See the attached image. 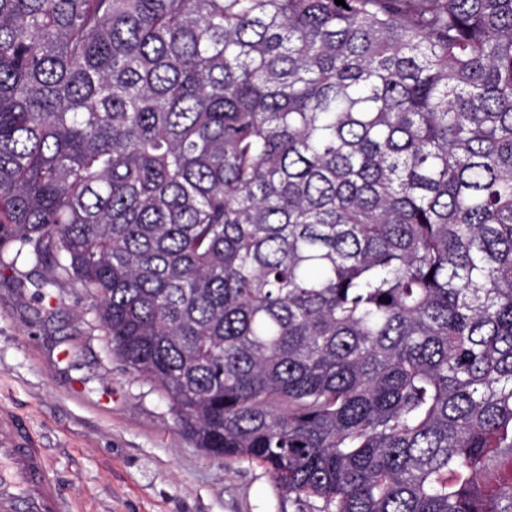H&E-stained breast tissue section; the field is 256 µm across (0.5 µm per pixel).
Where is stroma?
Masks as SVG:
<instances>
[{
    "label": "stroma",
    "instance_id": "35a3bbf8",
    "mask_svg": "<svg viewBox=\"0 0 512 512\" xmlns=\"http://www.w3.org/2000/svg\"><path fill=\"white\" fill-rule=\"evenodd\" d=\"M0 271V406L28 418L79 512H300L266 468L209 455L112 352L90 300Z\"/></svg>",
    "mask_w": 512,
    "mask_h": 512
}]
</instances>
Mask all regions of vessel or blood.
I'll use <instances>...</instances> for the list:
<instances>
[{
	"mask_svg": "<svg viewBox=\"0 0 512 512\" xmlns=\"http://www.w3.org/2000/svg\"><path fill=\"white\" fill-rule=\"evenodd\" d=\"M0 512H76L28 420L0 409Z\"/></svg>",
	"mask_w": 512,
	"mask_h": 512,
	"instance_id": "1",
	"label": "vessel or blood"
}]
</instances>
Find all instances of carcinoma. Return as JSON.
<instances>
[{
  "label": "carcinoma",
  "instance_id": "obj_1",
  "mask_svg": "<svg viewBox=\"0 0 512 512\" xmlns=\"http://www.w3.org/2000/svg\"><path fill=\"white\" fill-rule=\"evenodd\" d=\"M0 0V268L319 512H512V0Z\"/></svg>",
  "mask_w": 512,
  "mask_h": 512
}]
</instances>
